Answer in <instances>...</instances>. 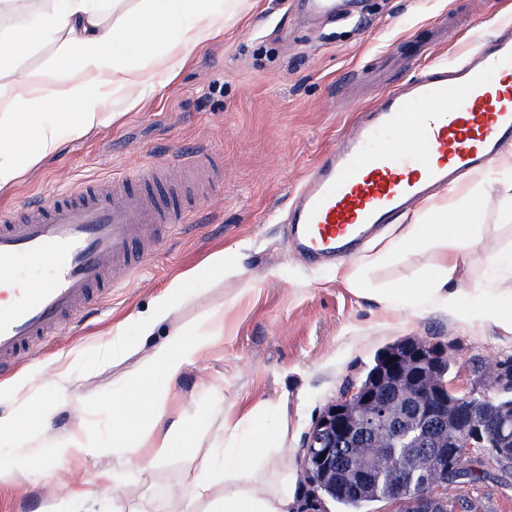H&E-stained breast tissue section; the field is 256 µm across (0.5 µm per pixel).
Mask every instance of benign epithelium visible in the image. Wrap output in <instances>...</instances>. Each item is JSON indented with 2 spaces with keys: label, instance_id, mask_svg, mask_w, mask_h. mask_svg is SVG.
Instances as JSON below:
<instances>
[{
  "label": "benign epithelium",
  "instance_id": "7a95c632",
  "mask_svg": "<svg viewBox=\"0 0 512 512\" xmlns=\"http://www.w3.org/2000/svg\"><path fill=\"white\" fill-rule=\"evenodd\" d=\"M435 354L410 346L385 358L373 386L348 392L330 404L309 434L304 473L313 483L328 482L331 493L363 488L374 481L386 458L387 442H407L418 450L423 481L409 486L410 466L388 463L390 495L399 512H459L448 505V488L438 478L455 468L471 448L493 444L501 459H512V418L471 405L475 396L448 402L431 371ZM481 389L512 388V365L487 363Z\"/></svg>",
  "mask_w": 512,
  "mask_h": 512
}]
</instances>
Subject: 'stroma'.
<instances>
[{"instance_id": "35a3bbf8", "label": "stroma", "mask_w": 512, "mask_h": 512, "mask_svg": "<svg viewBox=\"0 0 512 512\" xmlns=\"http://www.w3.org/2000/svg\"><path fill=\"white\" fill-rule=\"evenodd\" d=\"M512 14V0H358L346 20L302 19L286 0H240L224 18V34L202 42L178 64L168 43L153 51L129 46L126 60L151 77L152 87L135 109L112 99L119 117L111 125L71 139L54 157L33 166L0 208L48 195L70 183L107 180L129 168L188 148L208 149L217 160L205 167L197 192L202 211L183 233L163 238L152 262L126 278L71 334L42 345L14 374L0 380V415L18 421L20 433L0 438V464L19 475L0 487V512H113L99 485L100 470L122 475L128 512H207L224 495L230 461L225 418L254 409L239 433H264L268 443L252 463L263 490L286 486L290 512H303L307 483L303 460L308 435L324 409L358 384L386 346L416 338L450 362L451 392H478V364L512 359V335L491 321L466 323L427 304L402 302L391 312L337 279L336 266H309L289 247L286 219L295 188L354 115L376 101L372 77L387 71L390 84L416 80L432 59H458L472 38L492 35L496 20ZM59 45L33 44L0 66V84L16 88L55 73L60 81L90 83L89 75L58 68ZM479 196V225L466 244L467 262L457 287L481 307L512 306L494 283L490 257L512 256V175ZM243 244L241 258L223 276L186 279L185 296L169 328L192 329L205 313L224 314V340L205 351L174 382L158 380L174 418L192 430L174 452H159L147 471L111 452L112 397L130 387L150 351L135 344L133 315L150 307L169 283L200 267L213 252ZM435 257L431 248L395 254L363 268L370 288H410ZM131 342L125 357L104 364L100 350L116 330ZM79 392L96 407L76 420L66 400ZM54 405L51 428L36 419L38 406ZM99 447L93 456L64 466L53 445L74 427ZM80 472L88 493L71 499L47 483L44 470ZM211 478L205 498L179 496L199 473ZM449 496L480 512H512V478L460 485Z\"/></svg>"}]
</instances>
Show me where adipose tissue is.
Masks as SVG:
<instances>
[{
  "label": "adipose tissue",
  "mask_w": 512,
  "mask_h": 512,
  "mask_svg": "<svg viewBox=\"0 0 512 512\" xmlns=\"http://www.w3.org/2000/svg\"><path fill=\"white\" fill-rule=\"evenodd\" d=\"M51 5L35 25L17 27L0 35V58L18 55L28 43L61 38V57L65 65L94 74L96 82L88 86L80 82L65 87L45 83L25 85L15 94L0 93V193L9 192L24 171L55 155L68 138L111 124L115 113L109 109L114 93L142 84V72L122 63L119 48L133 41L145 49L155 39V20H162L174 35L179 52L189 53L201 42L223 35L224 0H141L138 10L124 14L117 24L105 21L104 0H50ZM427 213L432 217L429 234L420 225H407L400 246L416 249L425 241H434L439 261L429 276L412 288L397 289L395 295H381L384 305L394 297L414 300L454 314L488 317L503 331L512 333V311L496 308L490 311L463 308L462 289H448L466 261L464 254L449 250V240H469L474 230L476 204L461 208L439 197L431 202ZM459 223L449 229V214ZM184 280L174 279L166 292L157 296L151 307L138 314L133 322L142 339H150L170 320L182 296ZM224 337V316L206 315L192 330L175 329L155 344L143 366L134 389L112 401V447L128 460L149 467L151 449L174 450L176 442L188 431L180 422L163 425L167 408L155 388L156 376L177 380L203 350ZM265 441L254 438L251 447L229 448L235 461L224 476V497L216 501L211 512H289L287 491L260 492L251 484L250 462L254 449Z\"/></svg>",
  "instance_id": "1"
}]
</instances>
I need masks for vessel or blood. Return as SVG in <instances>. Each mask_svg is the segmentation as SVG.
Returning a JSON list of instances; mask_svg holds the SVG:
<instances>
[{
	"label": "vessel or blood",
	"mask_w": 512,
	"mask_h": 512,
	"mask_svg": "<svg viewBox=\"0 0 512 512\" xmlns=\"http://www.w3.org/2000/svg\"><path fill=\"white\" fill-rule=\"evenodd\" d=\"M512 143V28L478 42L465 62L432 66L385 91L310 169L288 211L296 255L315 265L353 256L435 188L488 165ZM209 158L192 149L0 211V273L27 282L0 304V376L72 324L130 273L151 243L192 223L198 206L174 197L172 170Z\"/></svg>",
	"instance_id": "obj_1"
}]
</instances>
